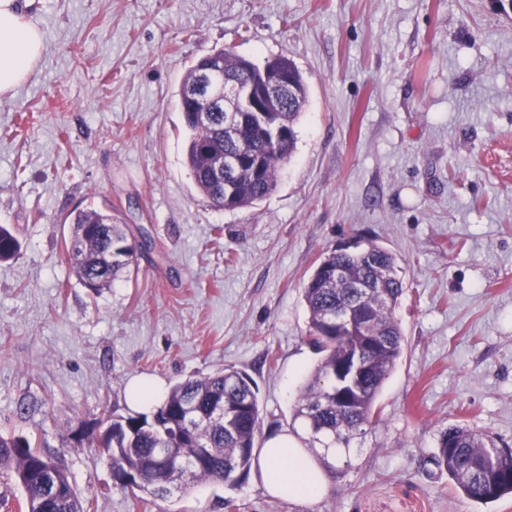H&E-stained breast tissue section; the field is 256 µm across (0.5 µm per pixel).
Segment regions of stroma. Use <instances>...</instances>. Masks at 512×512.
Instances as JSON below:
<instances>
[{"label": "stroma", "instance_id": "1", "mask_svg": "<svg viewBox=\"0 0 512 512\" xmlns=\"http://www.w3.org/2000/svg\"><path fill=\"white\" fill-rule=\"evenodd\" d=\"M45 50L0 99V432L41 438L89 512H512L423 460L455 424L512 445V0H24ZM301 71L308 99L276 189L227 212L186 164L178 91L215 50ZM113 207L155 248L92 292L68 215ZM354 236L394 253L404 353L381 420L315 501L201 484L158 507L115 487L76 421L128 415L125 388L227 368L288 429L320 356L302 288ZM233 508H225V498Z\"/></svg>", "mask_w": 512, "mask_h": 512}]
</instances>
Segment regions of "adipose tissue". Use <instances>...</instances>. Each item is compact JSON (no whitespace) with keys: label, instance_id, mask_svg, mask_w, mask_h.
I'll list each match as a JSON object with an SVG mask.
<instances>
[{"label":"adipose tissue","instance_id":"ef3b65f1","mask_svg":"<svg viewBox=\"0 0 512 512\" xmlns=\"http://www.w3.org/2000/svg\"><path fill=\"white\" fill-rule=\"evenodd\" d=\"M42 51V34L25 18L17 0H0V98L30 77ZM257 481L267 493L291 500L313 501L332 488L329 472L287 431L266 438Z\"/></svg>","mask_w":512,"mask_h":512}]
</instances>
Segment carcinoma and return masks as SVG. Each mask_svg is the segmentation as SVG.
Listing matches in <instances>:
<instances>
[{"label":"carcinoma","mask_w":512,"mask_h":512,"mask_svg":"<svg viewBox=\"0 0 512 512\" xmlns=\"http://www.w3.org/2000/svg\"><path fill=\"white\" fill-rule=\"evenodd\" d=\"M266 64L288 72L293 102L279 104L267 121L242 113L234 136L224 130L221 108L206 123L190 120L188 113L196 111L191 96L209 66L243 82L261 67L221 49L198 59L179 88L190 175L218 209H246L270 195L295 149L307 86L289 59L275 57ZM239 149L254 154L257 168L216 180L214 165ZM70 224V239L80 248L78 259L69 264L91 290L111 286L138 264L121 212L89 207L70 216ZM19 250L18 238L0 225V261L13 259ZM406 290L397 257L371 239L360 240L353 252L326 251L302 290L308 335L321 358L299 395L293 421H301L312 441L344 450L336 456L341 466L327 465L333 476L352 467V442L379 421L377 397L403 352L396 309ZM260 425L256 383L244 372L226 369L174 384L149 415L100 419L98 427L88 429L87 441L101 449L112 469L134 472L128 490L155 505L202 483L237 488L251 470ZM426 463L447 472L472 501L487 503L512 494V448L466 425L441 432ZM5 470L22 490L26 512H88L66 468L35 439L0 433V473Z\"/></svg>","instance_id":"carcinoma-1"}]
</instances>
